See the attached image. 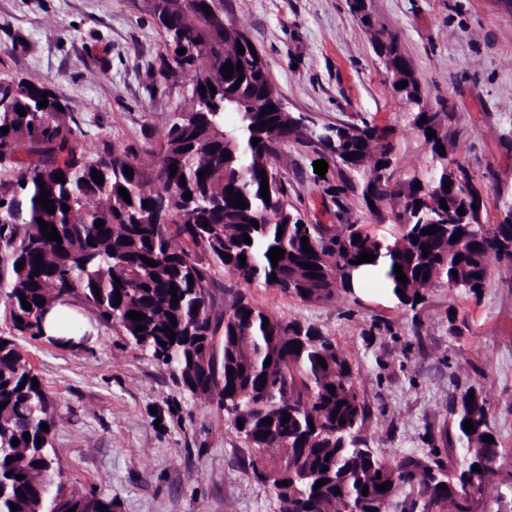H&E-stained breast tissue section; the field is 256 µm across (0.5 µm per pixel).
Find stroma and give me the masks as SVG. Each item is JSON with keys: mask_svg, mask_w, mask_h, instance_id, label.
Returning <instances> with one entry per match:
<instances>
[{"mask_svg": "<svg viewBox=\"0 0 512 512\" xmlns=\"http://www.w3.org/2000/svg\"><path fill=\"white\" fill-rule=\"evenodd\" d=\"M262 53L289 112L311 129L371 121L395 146L397 174L421 171L427 150L392 93L370 34L347 0H216ZM398 33L421 94L454 115L451 160L483 193L481 220L512 210V7L504 0H368ZM165 36L136 0H0V84L43 85L66 102L80 149L159 150L191 85H165ZM280 172L305 223L332 224L336 168L285 143ZM220 305L244 296L287 321L318 329L350 358L370 416L360 438L381 457H459L448 399L470 386L489 404L502 460H512V269L490 260L479 296L441 284L409 310L384 290L338 292L308 303L224 270ZM70 341L33 339L0 312V336L54 401L53 446L65 485L112 501L113 512H279L252 469L249 442L217 398L191 396L173 370L78 306Z\"/></svg>", "mask_w": 512, "mask_h": 512, "instance_id": "1", "label": "stroma"}]
</instances>
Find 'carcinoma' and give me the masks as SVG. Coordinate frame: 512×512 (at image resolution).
Here are the masks:
<instances>
[{
	"label": "carcinoma",
	"mask_w": 512,
	"mask_h": 512,
	"mask_svg": "<svg viewBox=\"0 0 512 512\" xmlns=\"http://www.w3.org/2000/svg\"><path fill=\"white\" fill-rule=\"evenodd\" d=\"M151 3L148 14L164 32L166 54L173 58L171 63L163 61L164 78L191 73L193 79L187 107L173 114L160 149L147 157L140 158L129 148L117 151L106 146L90 158L77 149L73 112L49 88L37 85L31 90L22 80L0 85V103H5L0 106V129L9 127L8 133H0V167L12 172L10 178L0 179V301L13 329L37 337L46 309L79 300L138 348L152 352L161 365L176 371L191 395L215 394L221 404L235 396L243 409L237 416L243 425L235 429L262 452V476L270 483L280 512H479L485 498L494 501L495 512H512V472L505 474L491 465L499 457L498 444L483 441L493 431L482 390L470 386L449 400L461 463L446 469L429 457H379L360 446L358 433L368 409L352 363L334 341L312 326L286 321L243 298L222 312L215 310L212 272L217 268L246 283H263L292 298L318 303L340 290H353L345 273L353 266L381 282L399 305L413 310L420 304L417 296H425L439 283L479 295L476 286L484 285L492 256L512 266V251L503 247V241L512 238V212L500 224L481 223L483 196L459 163L462 184L445 188L448 155L440 154V148L451 144L447 122L452 113H434L442 136L428 137V105L401 51L399 35L376 19L368 20L362 0H347L350 11L374 31L375 53L390 77L393 94L408 104V123L423 138L427 164L419 174L395 177L393 143L365 120L336 130L311 131L310 143L329 151L336 161L340 184L331 190L340 223L305 227L299 211L288 202L280 171L268 164L270 156H280L285 142L303 136V125L282 111L259 51L250 49L251 41L234 26L224 29L220 43H198L196 12L206 6L205 18L217 26L224 21L215 0H196L192 8L184 0ZM182 48L186 52L180 55ZM227 63L242 66V71L225 78ZM402 81L408 85L400 88ZM44 99L48 105L41 108ZM268 105L275 111L262 114ZM19 107L26 115L18 113ZM254 138L260 139L256 146ZM225 152L230 153L227 161ZM347 152L354 156L350 165ZM126 167L133 170V177L125 175ZM95 170L103 183L93 180ZM262 171L267 176V200L261 195ZM60 173L64 178L59 181L55 175ZM423 181L432 189L430 205L424 208L418 199L421 188L416 186ZM121 187L131 202L119 194ZM229 188L241 194L246 207L233 206ZM44 189L54 201L53 214L36 203ZM356 190L370 212H388L398 226L396 236L352 242L359 229L348 216L343 196ZM187 192L189 199L183 198ZM443 199L452 202L455 214H460V207L468 213L469 222L454 225L451 234L448 225L438 224ZM65 205L70 210H63ZM40 218L57 229L62 242L45 237ZM98 220L103 227H96ZM253 220L259 227L251 224ZM436 225L437 233L422 234ZM455 233L460 234L456 240ZM246 235L251 242H244ZM304 237L311 254L303 251ZM126 238L131 243H125ZM274 247L285 250L275 266L268 256ZM364 252L375 255L373 261L354 263ZM146 258L156 265H147ZM306 262L317 269L304 268ZM397 264L405 283L394 272ZM172 287L175 296L170 294ZM399 288L404 294L397 293ZM23 296L31 309H23ZM38 300L43 304H36ZM130 311L145 319L134 321L127 317ZM141 325L145 330L136 331ZM168 328L175 333L173 341ZM219 331L223 341L218 349L212 341ZM295 345L300 351H293ZM206 353L217 361L219 380L203 379L193 386L187 380L189 368L194 358ZM319 356L325 365L319 364ZM24 364L15 341L0 336V404H5L0 409V512H12L13 504L17 512H112V501L55 482L60 470L52 442L55 409L46 388L33 386L35 376ZM331 386L335 391L329 390ZM229 390L233 394H227ZM286 413L290 420L285 424ZM266 418L272 423L263 424ZM469 419L474 424L470 433L464 427ZM43 423L48 429L41 428ZM14 439L19 440L16 446ZM9 457L14 458L10 464ZM475 465L480 471H472ZM19 475L24 479H17ZM321 479L327 483L315 488ZM284 481L285 490L280 486ZM384 483L387 489L377 490ZM101 504L107 510H99Z\"/></svg>",
	"instance_id": "1"
}]
</instances>
